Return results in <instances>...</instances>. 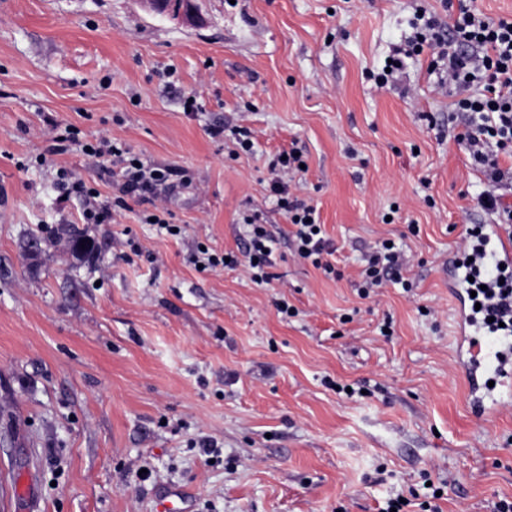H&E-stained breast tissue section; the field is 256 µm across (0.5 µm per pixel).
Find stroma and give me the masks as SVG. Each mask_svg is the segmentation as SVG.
<instances>
[{
	"label": "stroma",
	"mask_w": 512,
	"mask_h": 512,
	"mask_svg": "<svg viewBox=\"0 0 512 512\" xmlns=\"http://www.w3.org/2000/svg\"><path fill=\"white\" fill-rule=\"evenodd\" d=\"M420 6L457 14L441 0H200L201 24L186 26L139 0H0V512H28L21 475L37 512H156L171 490L188 512L512 501V389L472 413L445 271L496 220L457 140L469 115L431 52L374 80ZM51 120L188 169L192 185L164 201L182 235L141 223L136 198L104 224L59 202L61 168L102 197L118 189L106 162L47 154ZM224 123L252 129V152L208 134ZM289 146L335 274L286 242L263 288L239 269L197 270V244L236 250L242 212L291 232L269 186ZM70 224L91 253L71 251ZM383 239L413 286L360 297L363 256ZM283 299L296 316L278 315Z\"/></svg>",
	"instance_id": "35a3bbf8"
}]
</instances>
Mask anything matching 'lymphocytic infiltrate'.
Returning a JSON list of instances; mask_svg holds the SVG:
<instances>
[{
	"label": "lymphocytic infiltrate",
	"instance_id": "1",
	"mask_svg": "<svg viewBox=\"0 0 512 512\" xmlns=\"http://www.w3.org/2000/svg\"><path fill=\"white\" fill-rule=\"evenodd\" d=\"M413 47L434 52L447 73L449 84L460 95L459 109L471 115L459 138L465 141L472 160L486 169L488 188L479 198L481 207L499 215L505 223H512V203L499 192L502 182L512 178V166L503 168L498 162L502 156L512 159V17L493 19L463 6L450 25L435 16L426 18ZM476 77L483 81L484 92L482 96L472 97L468 89ZM49 141L48 154H63L77 146L85 155L108 159L119 168L118 193L105 199L81 177L60 171L61 200L73 196L84 198L87 223L101 224L110 220L114 210L126 209L128 198L135 197L155 206L153 214L143 215V223L153 222L160 229L173 231L174 225L159 198L161 192L169 188L190 185L192 179L187 170L139 164L137 155L109 134L92 142H81L78 128L72 125L51 124ZM270 190L295 228L291 240L294 253L311 261L313 266L323 267L326 273H333V266L323 263L322 258L332 254L334 248L319 228L315 207L299 199L283 180H273ZM243 224L246 236L240 255L227 258L210 253L205 257V266L211 270L240 266L252 283L268 285L274 278L277 241L259 214L244 216ZM404 263L402 254L388 241L378 242L365 258L359 294L366 297L382 288L386 281L401 280Z\"/></svg>",
	"mask_w": 512,
	"mask_h": 512
}]
</instances>
